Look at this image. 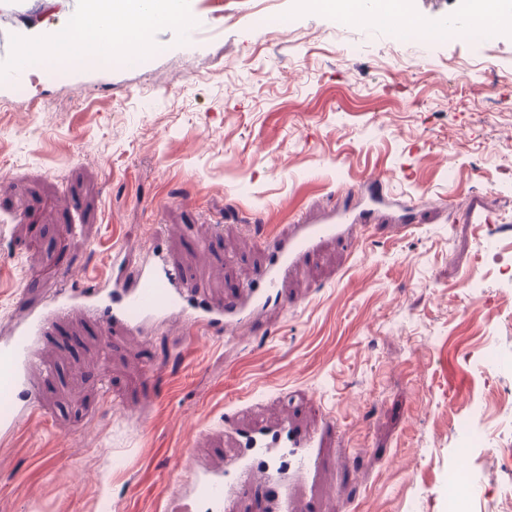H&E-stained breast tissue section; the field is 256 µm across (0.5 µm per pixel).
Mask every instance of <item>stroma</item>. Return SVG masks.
<instances>
[{
  "mask_svg": "<svg viewBox=\"0 0 512 512\" xmlns=\"http://www.w3.org/2000/svg\"><path fill=\"white\" fill-rule=\"evenodd\" d=\"M81 4L0 0V56ZM184 6L191 33L154 29L137 64L0 80V336L38 271L66 287L157 250L221 303L294 224L372 218L230 340L61 321L35 417L0 435V512H171L190 464L223 466L226 416L286 412L333 424L300 512H446L452 467L471 512H512V31L422 50L299 0Z\"/></svg>",
  "mask_w": 512,
  "mask_h": 512,
  "instance_id": "1",
  "label": "stroma"
}]
</instances>
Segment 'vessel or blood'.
I'll list each match as a JSON object with an SVG mask.
<instances>
[{
    "label": "vessel or blood",
    "instance_id": "vessel-or-blood-1",
    "mask_svg": "<svg viewBox=\"0 0 512 512\" xmlns=\"http://www.w3.org/2000/svg\"><path fill=\"white\" fill-rule=\"evenodd\" d=\"M350 234L340 221L296 225L290 237L270 247L266 262L243 289L221 306L157 253L112 280L86 281L66 295H46L37 307L19 297L13 330L0 338V432L17 431L37 411L39 393L32 377L36 352L54 323L71 310L134 334L171 318L183 320L196 333L232 332L282 299L294 267L324 238ZM224 433L236 447L234 456L224 469L193 472L188 485L177 487L179 512H199L204 506L210 512H235L237 499L258 486L266 493V512H295L298 496L313 492L321 474L323 432L302 430L285 417L271 427L230 420Z\"/></svg>",
    "mask_w": 512,
    "mask_h": 512
}]
</instances>
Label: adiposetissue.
Listing matches in <instances>:
<instances>
[{"mask_svg":"<svg viewBox=\"0 0 512 512\" xmlns=\"http://www.w3.org/2000/svg\"><path fill=\"white\" fill-rule=\"evenodd\" d=\"M180 11L178 0H88L65 26L43 30L19 50L31 68H106L115 57L146 52L147 26L168 23Z\"/></svg>","mask_w":512,"mask_h":512,"instance_id":"1","label":"adipose tissue"}]
</instances>
